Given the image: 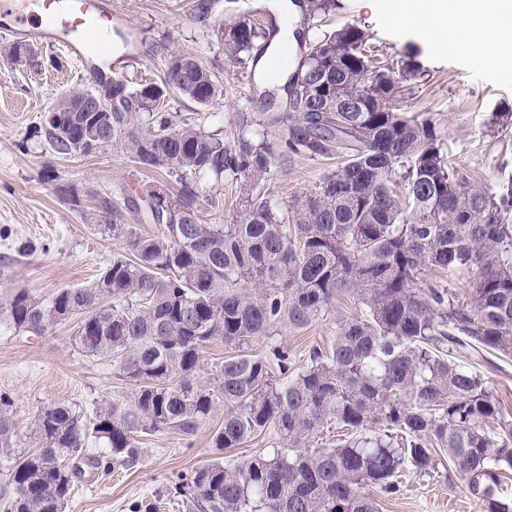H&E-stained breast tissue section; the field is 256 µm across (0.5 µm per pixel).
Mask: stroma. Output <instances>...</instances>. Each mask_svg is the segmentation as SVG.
Wrapping results in <instances>:
<instances>
[{
  "mask_svg": "<svg viewBox=\"0 0 512 512\" xmlns=\"http://www.w3.org/2000/svg\"><path fill=\"white\" fill-rule=\"evenodd\" d=\"M198 2L115 0L121 17L141 40L139 57L124 65L118 80L132 86L163 78L170 55L185 52L214 71L217 93L205 107L170 95L166 109L176 118L191 119L203 133L229 141L243 120L285 115L284 100L268 101L257 74L255 59L262 55L263 44H256L250 59L237 63L225 58L217 38L218 28L240 13L270 28L276 17L269 0H245L239 12L226 10L222 0H216L205 16L198 12ZM341 4L332 16L306 20V41L350 24L366 29L370 43L394 62L408 43L422 45L423 72L404 82L402 111L431 118L467 181L497 191L502 176L512 174V128L494 129L491 118L493 112L512 108V78L485 69L467 55L428 49L422 32L392 25L381 12L366 8L363 0ZM98 86L93 73L78 70L67 58L58 68H15L0 61V303L19 289L45 299L58 289L81 288L94 281L122 250L100 220L99 198L120 204L161 179L109 144L86 155L59 158L52 153L41 130L46 111L67 91ZM337 163L334 157L293 158L286 169L274 172L267 188L281 207H289L314 192ZM46 166L54 169V181L43 180L41 170ZM63 185L77 188L80 207L71 206L60 193ZM198 192L202 223L235 222L240 207L235 184L205 176ZM354 311L351 302L337 303L306 325L279 326L275 340L288 345L296 359H305L312 346L331 347L337 323ZM72 333L69 322L40 337L0 329V394L13 401L20 449L34 447L35 419L44 404L62 403L90 419L99 405L130 393L128 385L113 376L109 361L86 358L73 348ZM460 363L481 372L505 413L512 415V358L488 354L464 357ZM221 422L217 416L203 423L189 443L176 433L144 437L148 454L143 464L118 469L104 481L85 474L66 512H130L142 499L152 512H187L181 500L167 494L176 473L218 458L239 464L272 446L271 437L261 434L240 448L215 449L212 433ZM376 500L379 512H481L461 488L440 477H407L400 495L380 494Z\"/></svg>",
  "mask_w": 512,
  "mask_h": 512,
  "instance_id": "1",
  "label": "stroma"
}]
</instances>
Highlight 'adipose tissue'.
<instances>
[{
	"label": "adipose tissue",
	"instance_id": "1",
	"mask_svg": "<svg viewBox=\"0 0 512 512\" xmlns=\"http://www.w3.org/2000/svg\"><path fill=\"white\" fill-rule=\"evenodd\" d=\"M397 26L424 31L438 51H457L512 76V0H367Z\"/></svg>",
	"mask_w": 512,
	"mask_h": 512
}]
</instances>
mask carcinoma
<instances>
[{"label":"carcinoma","mask_w":512,"mask_h":512,"mask_svg":"<svg viewBox=\"0 0 512 512\" xmlns=\"http://www.w3.org/2000/svg\"><path fill=\"white\" fill-rule=\"evenodd\" d=\"M341 8L308 0V16ZM261 31L245 16L224 25L231 61L249 56ZM368 34L343 26L315 40L285 80L290 112L242 128L228 142L163 111L174 90L204 107L215 74L191 54L170 56L164 78L119 96L109 141L146 170L177 178L145 189L147 209L103 197L98 208L124 253L84 288L50 299L18 290L0 304V327L43 336L74 321L70 342L88 358L109 359L130 396L85 421L71 407L47 404L35 420L38 447L17 452L12 399L0 395L3 512H65L86 470L107 476L145 460L141 437L174 432L191 441L224 412L213 447L237 448L259 434L272 451L242 464L217 459L175 476L174 491L193 512H378L371 492L393 496L411 472L432 477L446 464L483 512H512V419L489 382L457 363L483 350L512 357V175L494 194L471 186L429 119L408 116L386 97L421 70L420 48L400 62L367 48ZM38 49L14 41L6 62L33 66ZM354 103L357 111L346 112ZM96 112L65 113L67 129L43 126L53 152L80 146ZM283 122L274 139L268 127ZM342 156L315 192L292 210L263 186L295 156ZM240 182L234 224H203L197 180ZM137 223H127V213ZM441 278L423 285L420 274ZM474 288L461 295L452 279ZM253 286L252 295L243 288ZM348 296L360 313L339 322L330 350L313 347L296 364L288 347L251 343L288 322L305 325ZM230 351L206 376L209 345ZM498 430H487L489 420ZM346 431L320 443L331 425ZM104 444L89 448L90 439Z\"/></svg>","instance_id":"obj_1"}]
</instances>
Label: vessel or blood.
Listing matches in <instances>:
<instances>
[{
  "label": "vessel or blood",
  "mask_w": 512,
  "mask_h": 512,
  "mask_svg": "<svg viewBox=\"0 0 512 512\" xmlns=\"http://www.w3.org/2000/svg\"><path fill=\"white\" fill-rule=\"evenodd\" d=\"M116 16L111 0H0V31L34 44L62 46L79 66L101 76L111 75L121 64L105 25ZM99 33L96 52H89L87 38Z\"/></svg>",
  "instance_id": "obj_1"
}]
</instances>
